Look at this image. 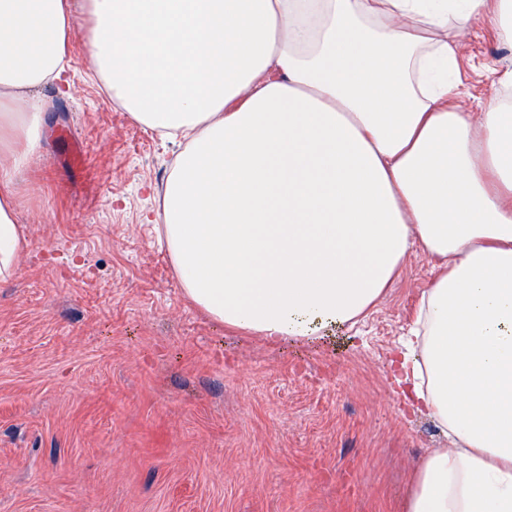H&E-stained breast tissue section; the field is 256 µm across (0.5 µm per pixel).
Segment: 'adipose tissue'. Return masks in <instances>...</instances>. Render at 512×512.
I'll list each match as a JSON object with an SVG mask.
<instances>
[{
	"instance_id": "adipose-tissue-1",
	"label": "adipose tissue",
	"mask_w": 512,
	"mask_h": 512,
	"mask_svg": "<svg viewBox=\"0 0 512 512\" xmlns=\"http://www.w3.org/2000/svg\"><path fill=\"white\" fill-rule=\"evenodd\" d=\"M110 98L179 148L155 209L188 301L320 344L435 262L395 382L449 441L404 512H512V101H457L454 32L512 44V0H0V282L29 250L15 172L77 15Z\"/></svg>"
}]
</instances>
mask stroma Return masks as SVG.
<instances>
[{"instance_id": "obj_1", "label": "stroma", "mask_w": 512, "mask_h": 512, "mask_svg": "<svg viewBox=\"0 0 512 512\" xmlns=\"http://www.w3.org/2000/svg\"><path fill=\"white\" fill-rule=\"evenodd\" d=\"M460 88L483 109L512 57L464 32ZM76 28L71 91L46 86L41 150L17 175L30 248L0 283V512H401L442 447L390 360L432 260L321 347L216 327L144 216L173 154L107 97Z\"/></svg>"}]
</instances>
